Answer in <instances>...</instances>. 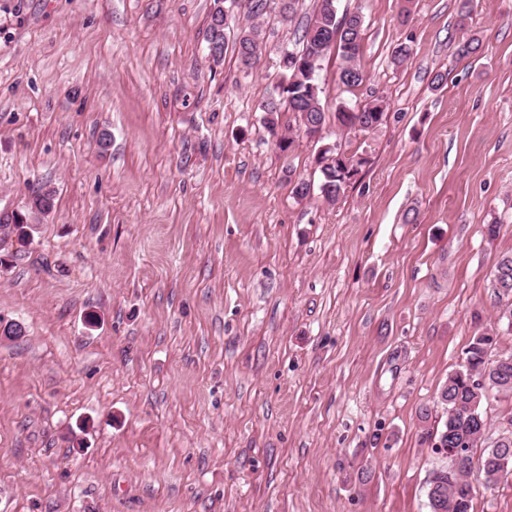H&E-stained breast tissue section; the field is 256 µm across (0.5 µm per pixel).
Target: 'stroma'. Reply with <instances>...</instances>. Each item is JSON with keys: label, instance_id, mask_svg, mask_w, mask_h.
<instances>
[{"label": "stroma", "instance_id": "obj_1", "mask_svg": "<svg viewBox=\"0 0 512 512\" xmlns=\"http://www.w3.org/2000/svg\"><path fill=\"white\" fill-rule=\"evenodd\" d=\"M338 5L366 80L327 57L323 138L283 151L259 105L314 0L260 16L248 73L214 0H0V212L54 192L0 268V512H428L512 251V0ZM374 95L377 132L337 129ZM324 143L371 160L333 205L292 192ZM225 5L224 7L221 6V8L224 11V15H220V17L216 16L217 11H221L220 9L213 10V12L210 15L209 24H208V33H207V51L208 56L210 54V45L212 43H219L221 46V49L219 51V54L212 55L215 63H220L224 60V54L226 52V49L229 45V29L230 26L227 24L224 26V16H226L227 19L231 18L234 14L235 6L237 4L236 1L229 0L224 1ZM227 3V4H226ZM226 33L228 37H226ZM493 286L498 297H508L512 294V253H502L494 264Z\"/></svg>", "mask_w": 512, "mask_h": 512}]
</instances>
